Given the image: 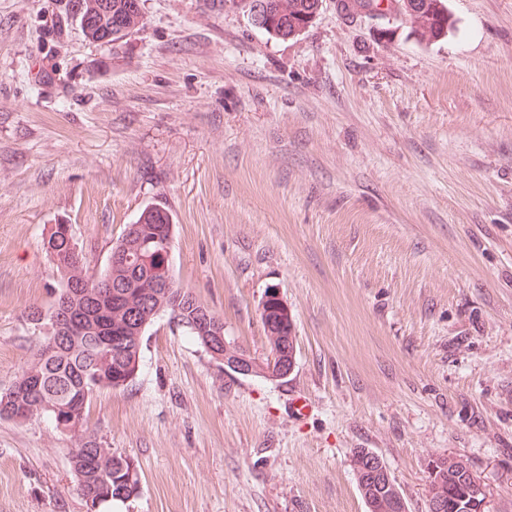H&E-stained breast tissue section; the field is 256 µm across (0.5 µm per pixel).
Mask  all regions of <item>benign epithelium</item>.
Masks as SVG:
<instances>
[{"label": "benign epithelium", "mask_w": 512, "mask_h": 512, "mask_svg": "<svg viewBox=\"0 0 512 512\" xmlns=\"http://www.w3.org/2000/svg\"><path fill=\"white\" fill-rule=\"evenodd\" d=\"M393 10L400 17L407 20L417 16L422 12L420 0H392ZM111 12V0H97L93 3V8L85 15L81 25L85 29L94 27V21L97 18L105 17ZM65 243L69 252L79 253V247L74 243L71 235L70 226L67 224H54L46 234V248L56 253L60 243ZM278 303V318L267 324L266 331L275 343V350L264 359L251 356L245 351L234 347L222 339L223 332H212L215 340L214 344L219 346V350L214 352V356L224 363V369L228 372L241 376H261L268 379H284L292 372L294 367V357L288 354L289 345L294 343V324L291 311L287 303L280 296L275 288H270L265 293L261 310H266L272 301ZM54 413L57 419L58 428L77 432L81 429L83 422V409L75 405H60L54 407ZM471 481L473 490L472 498L467 506L468 512H488L487 510V490L484 484L475 477L471 471L466 473ZM358 484L362 493H367L368 484L374 482L384 488L385 497H366L371 512H379L388 507H397L400 505V491L392 479L387 466L382 459L376 455H371L367 465L362 470H357Z\"/></svg>", "instance_id": "obj_1"}]
</instances>
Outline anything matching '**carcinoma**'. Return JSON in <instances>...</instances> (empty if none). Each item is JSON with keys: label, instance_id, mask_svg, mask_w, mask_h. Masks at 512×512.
I'll return each mask as SVG.
<instances>
[{"label": "carcinoma", "instance_id": "1", "mask_svg": "<svg viewBox=\"0 0 512 512\" xmlns=\"http://www.w3.org/2000/svg\"><path fill=\"white\" fill-rule=\"evenodd\" d=\"M317 0H266V17L260 30L277 39L300 35L316 13ZM424 11L412 21V29L425 41L445 37L450 27L447 0H424ZM143 25L142 10L132 9V0H112V13L102 26L112 29V42H119ZM173 235V221L168 211L148 213L141 223L130 224L116 243L123 252L138 255L146 240ZM62 284H73L87 292L76 300L73 335L50 333L37 350L33 363L21 378L29 384L16 394L18 407L28 409V417L54 415L52 407L79 403L87 406L93 396L104 390H116L132 381L134 366L141 361L143 337H131L122 344H112L126 335L125 325L143 319L153 320L158 303L165 304L172 315L185 310L195 296L179 284L164 290L159 287L163 272L145 260L103 270L88 277L84 259L60 251L52 260ZM438 472L429 480L440 481L448 492L446 512H464L471 497L470 485L448 472L445 461L436 462ZM71 466L78 476L82 492L93 501L103 503L127 499L137 491L138 476L132 484L123 478L132 469L127 459L115 456L94 435L82 438L71 455Z\"/></svg>", "mask_w": 512, "mask_h": 512}]
</instances>
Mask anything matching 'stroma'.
Listing matches in <instances>:
<instances>
[{
    "mask_svg": "<svg viewBox=\"0 0 512 512\" xmlns=\"http://www.w3.org/2000/svg\"><path fill=\"white\" fill-rule=\"evenodd\" d=\"M448 7L437 42L336 0L282 40L240 6L143 0L103 45L68 0H0V391L62 290L54 224L97 274L164 207L174 274L227 342L267 355L271 288L295 324L271 380L155 318L134 380L86 411L139 478L98 512H366L360 448L409 512L447 453L512 512V0ZM77 445L48 415L0 419V512H87Z\"/></svg>",
    "mask_w": 512,
    "mask_h": 512,
    "instance_id": "stroma-1",
    "label": "stroma"
}]
</instances>
